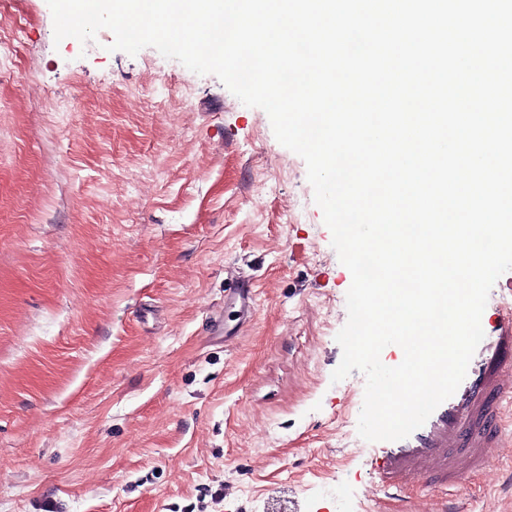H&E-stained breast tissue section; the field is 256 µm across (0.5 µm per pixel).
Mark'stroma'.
I'll return each mask as SVG.
<instances>
[{
	"mask_svg": "<svg viewBox=\"0 0 512 512\" xmlns=\"http://www.w3.org/2000/svg\"><path fill=\"white\" fill-rule=\"evenodd\" d=\"M1 13L0 512H398L364 375L331 380L352 275L267 113L110 30L55 42L47 0ZM511 474L495 449L458 512Z\"/></svg>",
	"mask_w": 512,
	"mask_h": 512,
	"instance_id": "stroma-1",
	"label": "stroma"
}]
</instances>
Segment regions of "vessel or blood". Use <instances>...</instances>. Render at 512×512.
I'll return each mask as SVG.
<instances>
[{
  "label": "vessel or blood",
  "instance_id": "1",
  "mask_svg": "<svg viewBox=\"0 0 512 512\" xmlns=\"http://www.w3.org/2000/svg\"><path fill=\"white\" fill-rule=\"evenodd\" d=\"M512 405V316L487 330L457 391L409 437L378 441L379 487L401 501L406 491L447 487L456 492L484 470L494 449L512 446L504 410Z\"/></svg>",
  "mask_w": 512,
  "mask_h": 512
}]
</instances>
